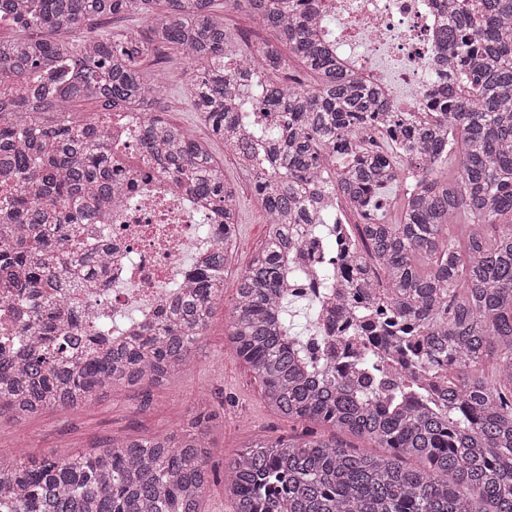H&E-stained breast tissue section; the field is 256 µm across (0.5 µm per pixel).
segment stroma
Returning <instances> with one entry per match:
<instances>
[{
    "label": "stroma",
    "mask_w": 512,
    "mask_h": 512,
    "mask_svg": "<svg viewBox=\"0 0 512 512\" xmlns=\"http://www.w3.org/2000/svg\"><path fill=\"white\" fill-rule=\"evenodd\" d=\"M148 81L163 85L160 106L174 122L205 134L175 52L164 49L143 65ZM224 161V176L237 188L240 224L232 265L224 275V302L212 315L196 360L163 385L118 387L80 408L54 407L19 419L0 421V459L37 456L47 451L68 456L122 441L177 431L188 412L205 402L215 412L209 431V465L216 472L258 438L297 435L300 424L279 417L265 403L258 380L226 348L238 275L265 237L264 211L221 141L211 143Z\"/></svg>",
    "instance_id": "1"
}]
</instances>
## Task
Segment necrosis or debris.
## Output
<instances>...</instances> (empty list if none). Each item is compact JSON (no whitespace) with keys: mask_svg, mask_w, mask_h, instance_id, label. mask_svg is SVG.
I'll list each match as a JSON object with an SVG mask.
<instances>
[{"mask_svg":"<svg viewBox=\"0 0 512 512\" xmlns=\"http://www.w3.org/2000/svg\"><path fill=\"white\" fill-rule=\"evenodd\" d=\"M430 4L431 0H310L319 18L333 14L339 19L340 45L367 42L372 56L408 62L402 76L409 99L396 104L399 112L412 111L414 104L431 95L438 78L432 65L438 46L432 38ZM372 56L357 57L356 62L373 79L383 81ZM116 177L124 191L106 205L108 222L102 227L117 248L112 287L97 290L87 304L99 314L112 312L129 319L165 308L190 272L187 257L223 241L224 227L207 223L192 199L174 194L151 158L119 165Z\"/></svg>","mask_w":512,"mask_h":512,"instance_id":"4bbe7bcc","label":"necrosis or debris"}]
</instances>
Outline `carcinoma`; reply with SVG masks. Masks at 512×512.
<instances>
[{
	"label": "carcinoma",
	"instance_id": "obj_1",
	"mask_svg": "<svg viewBox=\"0 0 512 512\" xmlns=\"http://www.w3.org/2000/svg\"><path fill=\"white\" fill-rule=\"evenodd\" d=\"M216 0H0V297L11 304L0 342V418L50 406L78 408L117 386L160 385L195 360L234 242L208 261L157 323L121 342L73 294L112 282V256L88 225L112 197V134L122 108L147 115L142 152L187 190L238 223L234 186L210 143L155 110L143 61L177 50L192 104L239 165L251 124L263 139L252 189L265 240L238 277L228 341L265 402L294 422L327 427L257 439L228 464L234 512H512V0H455L441 49L462 58L440 80L431 111H388L375 88L317 45L305 0H224L269 38L229 63L232 36ZM141 16L124 29L74 36L97 19ZM286 47L315 77L284 84ZM261 89L241 112L240 90ZM91 102L93 116H75ZM404 187L396 223L344 225L350 287L367 308L350 349L304 361L311 335L280 281L302 248L300 224L342 201L354 211ZM468 230L460 249L448 227ZM342 262L319 275L334 282ZM213 414L194 412L175 433L137 437L62 457L0 460V512H202ZM349 433L381 449L343 444Z\"/></svg>",
	"mask_w": 512,
	"mask_h": 512
}]
</instances>
